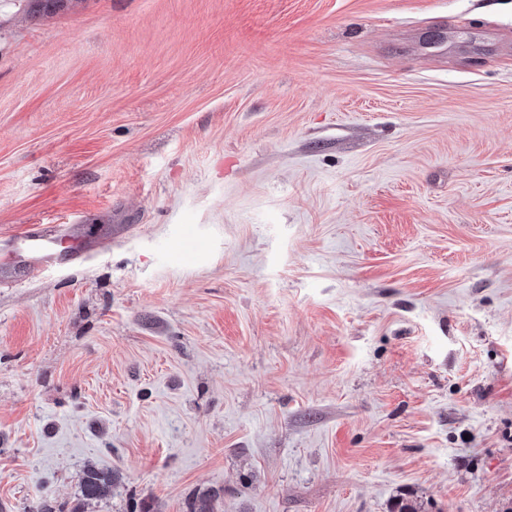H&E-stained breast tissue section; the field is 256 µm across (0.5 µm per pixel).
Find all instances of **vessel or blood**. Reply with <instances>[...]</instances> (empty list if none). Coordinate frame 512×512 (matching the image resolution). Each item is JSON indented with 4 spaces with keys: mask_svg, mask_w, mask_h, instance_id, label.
<instances>
[{
    "mask_svg": "<svg viewBox=\"0 0 512 512\" xmlns=\"http://www.w3.org/2000/svg\"><path fill=\"white\" fill-rule=\"evenodd\" d=\"M86 250V244L79 239L59 234L46 224H33L15 239L6 254L0 256V268L19 266L29 257L48 264L58 263L63 257L77 261L83 258Z\"/></svg>",
    "mask_w": 512,
    "mask_h": 512,
    "instance_id": "obj_1",
    "label": "vessel or blood"
}]
</instances>
